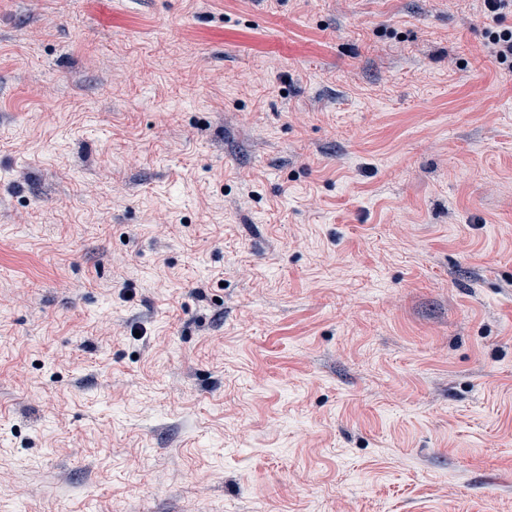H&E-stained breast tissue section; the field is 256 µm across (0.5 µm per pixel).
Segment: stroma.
Masks as SVG:
<instances>
[{"label": "stroma", "instance_id": "1", "mask_svg": "<svg viewBox=\"0 0 512 512\" xmlns=\"http://www.w3.org/2000/svg\"><path fill=\"white\" fill-rule=\"evenodd\" d=\"M510 27L0 0V512H512Z\"/></svg>", "mask_w": 512, "mask_h": 512}]
</instances>
